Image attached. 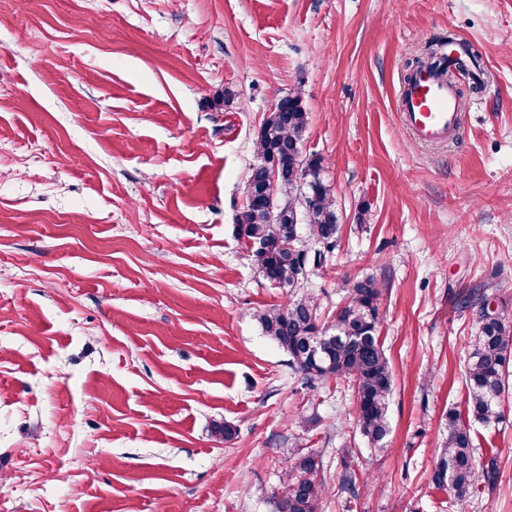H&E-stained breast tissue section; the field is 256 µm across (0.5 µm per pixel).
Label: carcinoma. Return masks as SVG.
I'll return each instance as SVG.
<instances>
[{"label":"carcinoma","instance_id":"obj_1","mask_svg":"<svg viewBox=\"0 0 512 512\" xmlns=\"http://www.w3.org/2000/svg\"><path fill=\"white\" fill-rule=\"evenodd\" d=\"M461 49L455 67L479 68V50L465 41ZM427 65L448 73L446 58L432 43L424 56L407 63L415 68ZM306 123L302 97L289 93L284 102L271 107L255 141L257 162L250 166L246 180L254 193L246 195L245 206L236 219L237 236L244 241L263 242L262 250L252 252L254 264L267 282L288 289V301L281 308L260 310L254 318L308 383L328 378L352 382L355 425L361 436L376 446L390 428L388 410L394 385L393 370L379 336L381 292L377 282L372 278L355 282L328 328L319 325L315 300L297 294L313 266L323 265L336 249L340 233L332 189L322 177L321 160L302 151ZM273 166L277 167V218L261 223L257 211L262 205L263 181ZM295 216L303 219L313 246L298 244L293 250L286 247ZM464 303L479 308L478 334L464 377L467 417L455 409L446 414L445 438L430 474L435 487L453 496L458 512H467L478 486L495 483L497 459L492 455L487 462L477 464L468 420L489 425L502 419L501 403L512 360V321L499 311L487 310L484 286L475 287ZM355 452L354 448L341 449V489L353 498L358 495L359 481L351 467ZM282 481L281 491L273 495L274 512H320L326 484L317 454L291 457Z\"/></svg>","mask_w":512,"mask_h":512}]
</instances>
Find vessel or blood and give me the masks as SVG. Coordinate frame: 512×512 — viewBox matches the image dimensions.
I'll list each match as a JSON object with an SVG mask.
<instances>
[{
    "mask_svg": "<svg viewBox=\"0 0 512 512\" xmlns=\"http://www.w3.org/2000/svg\"><path fill=\"white\" fill-rule=\"evenodd\" d=\"M399 112L409 133L423 143L448 140L459 128L462 102L443 78L422 71L404 78Z\"/></svg>",
    "mask_w": 512,
    "mask_h": 512,
    "instance_id": "1",
    "label": "vessel or blood"
}]
</instances>
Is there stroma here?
I'll list each match as a JSON object with an SVG mask.
<instances>
[{
  "instance_id": "1",
  "label": "stroma",
  "mask_w": 512,
  "mask_h": 512,
  "mask_svg": "<svg viewBox=\"0 0 512 512\" xmlns=\"http://www.w3.org/2000/svg\"><path fill=\"white\" fill-rule=\"evenodd\" d=\"M451 32L483 76L459 134L425 145L398 112L406 62ZM293 91L341 226L303 291L328 325L350 283L381 290L380 451L350 383L306 384L252 317L287 292L236 218ZM483 283L512 319V0H0V512H274L301 451L324 460L323 512H453L429 474L467 407L457 295ZM503 407L471 425L499 476L469 512H512ZM356 448H341V463L343 466V474L341 477V489L346 491L351 497L358 495L357 483L359 481L358 474L352 469V459Z\"/></svg>"
}]
</instances>
